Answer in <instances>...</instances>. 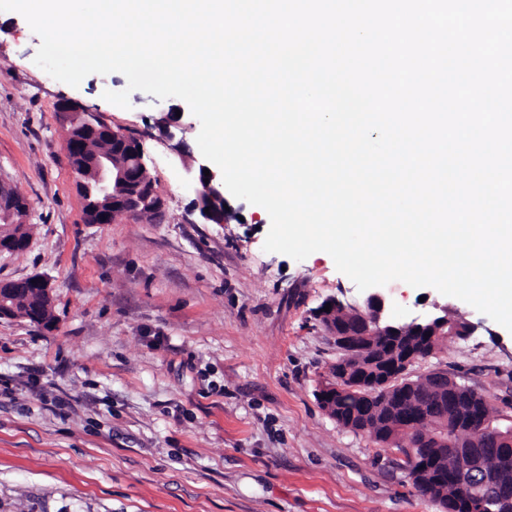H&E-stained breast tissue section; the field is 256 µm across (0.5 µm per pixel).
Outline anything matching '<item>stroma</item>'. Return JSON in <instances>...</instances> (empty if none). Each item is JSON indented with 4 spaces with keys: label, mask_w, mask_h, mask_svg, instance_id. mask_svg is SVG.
Segmentation results:
<instances>
[{
    "label": "stroma",
    "mask_w": 512,
    "mask_h": 512,
    "mask_svg": "<svg viewBox=\"0 0 512 512\" xmlns=\"http://www.w3.org/2000/svg\"><path fill=\"white\" fill-rule=\"evenodd\" d=\"M40 43L0 11V182L27 198L30 233L0 252V281L46 278L54 317L0 319V512H441L396 452L317 399L340 351L315 311L362 291L327 253L264 251L260 206L245 224L192 223L187 172L155 125L172 99L137 90L118 107L103 94L123 74L70 86L35 64ZM64 100L142 139L165 219L86 223ZM387 289L405 316L448 301ZM453 303L475 332L409 373L447 371L512 427V332Z\"/></svg>",
    "instance_id": "obj_1"
}]
</instances>
